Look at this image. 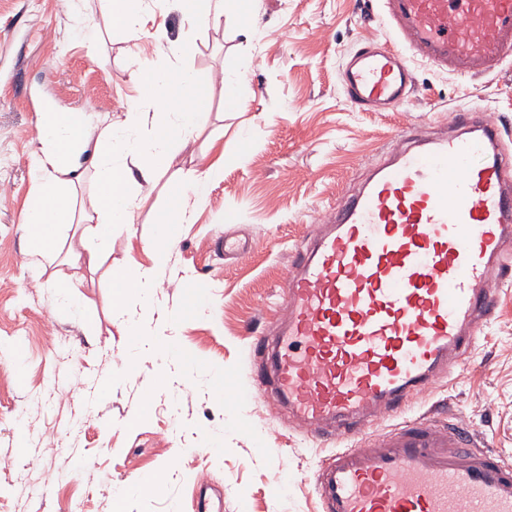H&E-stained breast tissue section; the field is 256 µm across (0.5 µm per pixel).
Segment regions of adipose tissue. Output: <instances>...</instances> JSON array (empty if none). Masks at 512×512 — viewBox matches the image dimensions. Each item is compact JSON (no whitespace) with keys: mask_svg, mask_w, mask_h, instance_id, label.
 <instances>
[{"mask_svg":"<svg viewBox=\"0 0 512 512\" xmlns=\"http://www.w3.org/2000/svg\"><path fill=\"white\" fill-rule=\"evenodd\" d=\"M134 76L139 101L102 129H93L89 118L79 112L43 113L42 148L35 161L36 194L25 218L34 255L52 252L59 227L70 223L69 191L84 177V158L95 162L98 174V194L86 218L92 234L100 239L99 247L88 252L93 264L111 244L109 227L131 223L141 203L140 186L156 180L167 167L172 148L186 142L195 129L197 90L189 70H160L142 62ZM144 102L150 104V111H141ZM173 245L172 235H165L152 247V265L129 264L113 271V307L154 293Z\"/></svg>","mask_w":512,"mask_h":512,"instance_id":"adipose-tissue-1","label":"adipose tissue"}]
</instances>
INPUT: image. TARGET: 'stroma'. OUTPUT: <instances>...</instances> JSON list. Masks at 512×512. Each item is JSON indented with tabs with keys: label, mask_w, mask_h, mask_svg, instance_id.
Segmentation results:
<instances>
[{
	"label": "stroma",
	"mask_w": 512,
	"mask_h": 512,
	"mask_svg": "<svg viewBox=\"0 0 512 512\" xmlns=\"http://www.w3.org/2000/svg\"><path fill=\"white\" fill-rule=\"evenodd\" d=\"M243 2L194 30L177 0H143L122 32L99 0H76L97 30L89 40L58 0H0V183L13 187L0 198V459L11 466L0 472V512H190L200 481L223 490L224 512H319L314 474L331 448L291 427L272 399L240 396L258 365L249 344L273 328L297 245L407 125L429 134L483 109L512 147V63L476 79L413 63L409 101L367 112L347 102L339 73L361 41L386 35L380 0ZM161 33L188 52L162 55ZM146 60L195 74V132L143 187L133 223L113 225L99 267L80 256L78 222L52 253L30 257L39 107L106 123L138 99L132 72ZM218 69L236 77L243 108H225ZM218 161L155 296L183 311L177 327L155 325L190 356L194 377L167 362V384L152 394L153 354L129 334L142 306L113 309L112 271L150 265L175 192ZM227 234L253 251L225 258L216 243ZM414 408L453 416L512 461V284L474 350Z\"/></svg>",
	"instance_id": "35a3bbf8"
}]
</instances>
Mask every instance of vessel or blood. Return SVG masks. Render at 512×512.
<instances>
[{"label": "vessel or blood", "instance_id": "obj_1", "mask_svg": "<svg viewBox=\"0 0 512 512\" xmlns=\"http://www.w3.org/2000/svg\"><path fill=\"white\" fill-rule=\"evenodd\" d=\"M381 2L389 40L361 43L340 71L361 110L408 100L410 60L473 78L512 59V0ZM511 244L512 149L467 110L434 139L407 127L297 252L276 336L253 343L252 390L336 444L315 473L323 512H512L511 462L457 422L408 414L493 318L489 282L512 281ZM373 418L394 424L374 435Z\"/></svg>", "mask_w": 512, "mask_h": 512}]
</instances>
